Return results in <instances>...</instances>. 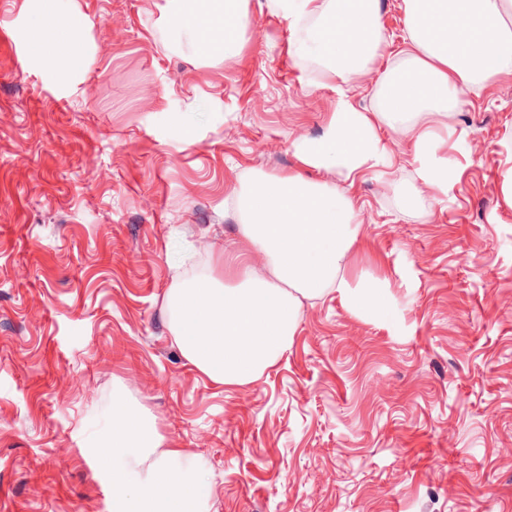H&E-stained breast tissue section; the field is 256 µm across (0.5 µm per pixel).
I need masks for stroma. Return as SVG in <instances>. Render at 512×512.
I'll return each mask as SVG.
<instances>
[{
    "mask_svg": "<svg viewBox=\"0 0 512 512\" xmlns=\"http://www.w3.org/2000/svg\"><path fill=\"white\" fill-rule=\"evenodd\" d=\"M89 20L84 70L58 79L0 0V512H112L84 451L112 399L206 466L216 512H512V76L461 88L447 198L400 212L391 181L351 190V277L390 314L305 304L278 362L221 386L175 346L164 301L252 263L224 200L298 167L334 86L251 4L242 59L200 57L171 0H62ZM349 89L371 107L406 35Z\"/></svg>",
    "mask_w": 512,
    "mask_h": 512,
    "instance_id": "obj_1",
    "label": "stroma"
}]
</instances>
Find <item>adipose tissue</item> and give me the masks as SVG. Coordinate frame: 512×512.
<instances>
[{
	"mask_svg": "<svg viewBox=\"0 0 512 512\" xmlns=\"http://www.w3.org/2000/svg\"><path fill=\"white\" fill-rule=\"evenodd\" d=\"M174 17L203 55L241 56L250 0H173ZM28 26L33 56L62 74L86 61L81 34L88 18L36 0ZM270 13L297 37L294 55L316 63L338 102L325 132L293 149L302 171L254 172L232 199L238 232L263 269L247 268L232 286L214 276L181 282L165 296L172 339L212 381L244 386L272 367L288 347L304 302L336 293L349 308L379 319L386 294L347 275L361 226L350 195L366 174L387 175L381 129L409 137L416 167L400 203L415 210L440 202L455 168L440 151L435 126L459 106V87L483 88L512 74V0H401L407 36L397 63L383 75L374 105L360 109L348 85L383 58L390 41L380 0H266ZM115 423L105 444L89 454L112 480V512H211L214 489L202 463L164 447L153 421L114 399Z\"/></svg>",
	"mask_w": 512,
	"mask_h": 512,
	"instance_id": "ef3b65f1",
	"label": "adipose tissue"
}]
</instances>
